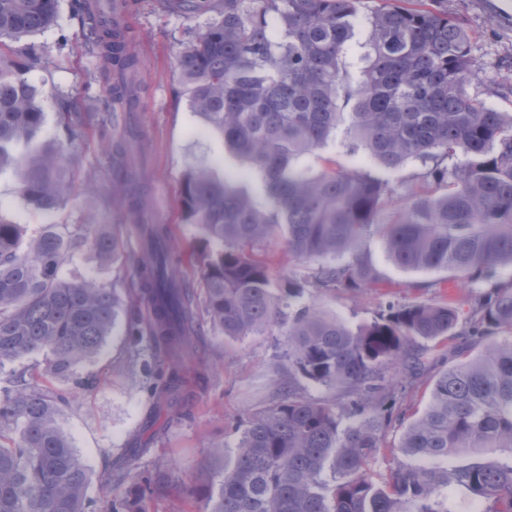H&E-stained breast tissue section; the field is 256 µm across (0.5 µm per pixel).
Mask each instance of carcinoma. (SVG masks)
Segmentation results:
<instances>
[{
    "instance_id": "1",
    "label": "carcinoma",
    "mask_w": 512,
    "mask_h": 512,
    "mask_svg": "<svg viewBox=\"0 0 512 512\" xmlns=\"http://www.w3.org/2000/svg\"><path fill=\"white\" fill-rule=\"evenodd\" d=\"M74 2L100 74L122 70L133 108L139 61L127 32L92 0ZM163 2L181 14L216 12L181 52L180 75L192 111L249 164L265 200L206 168L186 173L184 217L211 245L200 255L198 302L169 269L168 228L139 225L144 255L135 276L150 317L131 318L126 336L134 345L146 332L163 353L139 366L150 381L148 408L178 381L197 307L229 340L288 324L278 397L238 426L231 463L188 479L189 494L205 498V512H449L443 491L455 486L491 501L490 512H512V463L446 465L479 448L512 449V281H493L498 267L512 266V113L469 94L476 61L465 22L441 0ZM55 15L56 0H0V38L44 30ZM358 19L368 52L353 83L349 41ZM41 64L34 48L21 66L0 56V167L13 165L23 197L47 213L71 191L68 156L60 148L13 154L45 121L26 78ZM341 126L344 144L386 172L423 166L418 187L386 220L387 179L331 161L300 166ZM114 187L132 214L142 212L134 166L121 167ZM282 231L294 264L325 263L276 293L258 246ZM374 236L399 268L489 287L466 316L446 299L391 303L355 330L301 302L307 288L357 293L378 283L364 252ZM81 245L104 263L120 251L116 232L100 224H48L22 249L18 226L0 219V512H136L119 488L128 483L142 498L151 490L124 470L87 498L88 469L57 422L52 382L98 353L132 292L65 277ZM457 338L427 406L405 421L396 391L424 369L418 341ZM301 380L327 395L306 394ZM394 422L405 427L381 488L367 466Z\"/></svg>"
}]
</instances>
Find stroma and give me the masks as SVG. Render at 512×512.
<instances>
[{"mask_svg": "<svg viewBox=\"0 0 512 512\" xmlns=\"http://www.w3.org/2000/svg\"><path fill=\"white\" fill-rule=\"evenodd\" d=\"M128 27L132 51L139 58L134 86L137 106L127 117L108 125L106 96L109 84L85 45L72 0H58L49 28L6 41L5 53L22 59L28 47L47 56L44 69L29 73L46 120L31 140L15 151L26 154L46 147L64 148L70 158L74 189L51 213L34 210L22 196L12 168H0V219L20 225L23 240L37 237L46 224L123 225L121 255L102 263L87 248L76 250L66 269L99 283H111L118 271L133 272L140 242L127 210L114 198L113 175L123 158L113 145L130 144L135 167L149 203V217L170 225L174 245L182 255L177 270L184 286L200 295L197 260L204 243L194 225L184 221L179 199L183 177L204 164L220 178L252 190L260 185L249 166L224 146L223 137L192 112L179 72V55L204 17L166 11L161 0H134ZM449 14L463 19L472 34L477 69L471 94L502 112L512 113V0H443ZM70 100L81 117L73 130L59 119L61 100ZM366 249L379 273V282L357 293L326 295L308 290L304 300L350 327L374 319L387 302L433 300L452 296L462 312H470L484 284H469L442 272L396 267L381 239ZM194 351L185 358L178 391L166 398L156 414H149L145 379L132 367L134 360L150 358L158 350L150 337L128 345L125 321L91 359L80 362L75 375L90 380L86 389L72 382H56L65 401L59 424L91 474L89 497H99L110 474L123 467L148 476L154 487L143 512H202L203 501L186 490L190 476L209 459L214 446H234L236 424L275 397V371L288 350L286 327L277 323L264 333L239 340L225 339L204 316L195 322ZM441 347L427 348L429 372L401 391L397 407L407 413L422 411L430 395L434 373L443 366Z\"/></svg>", "mask_w": 512, "mask_h": 512, "instance_id": "obj_1", "label": "stroma"}]
</instances>
